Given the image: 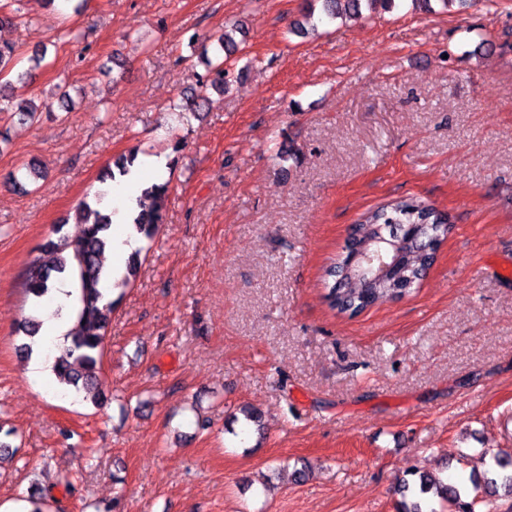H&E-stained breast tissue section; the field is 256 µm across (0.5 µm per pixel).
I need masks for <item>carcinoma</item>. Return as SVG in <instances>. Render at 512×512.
Masks as SVG:
<instances>
[{
	"label": "carcinoma",
	"instance_id": "cac0c4a2",
	"mask_svg": "<svg viewBox=\"0 0 512 512\" xmlns=\"http://www.w3.org/2000/svg\"><path fill=\"white\" fill-rule=\"evenodd\" d=\"M324 16L334 21L347 14H361L362 4L372 7L380 4L389 9L395 0H320ZM241 31L234 26L217 38L213 49L202 45V55L207 57L208 73L199 79L202 90L209 88L224 91L229 70L224 67V52L237 48L233 34ZM19 57L16 46L0 38V77L10 75ZM45 60L44 48H37L29 58L30 67L17 74V80L33 77V71ZM8 85L0 87V114L12 113L23 119H33L36 108L31 104H16ZM209 105L201 94L185 98V103L173 105L179 114L196 113ZM136 154L116 162L118 172L107 167L99 176L106 185L124 176L135 164ZM169 182L152 183L141 190L137 197L138 211L131 216V225L138 236L151 240L164 223ZM106 191L97 190L86 196L77 206L76 216L81 224V234L75 238L66 235L50 240L40 247L26 266L23 286L35 302L49 299L55 283L68 280L75 292L73 308L74 325L69 333L70 344L54 356L52 373L59 384L76 390L83 389L100 399L101 366L108 327L112 322L115 301L104 299L100 285L107 277L102 258L112 242V214L101 207ZM450 217L447 213L418 197L399 198L366 212L356 224L351 246L368 251L373 264L362 269L360 260L350 263L346 257L332 262L325 269L324 300L328 308L349 318L356 317L371 306L399 299L414 289L424 279L434 262L433 239H444L448 234ZM141 266L140 252L132 253L126 260L122 276L115 286L126 287L133 282ZM41 323L34 315L24 317L17 331L27 338L18 352L23 359L31 358L34 345L38 344ZM480 464L485 467L487 478L481 486L470 489L464 483H448L421 475L410 483L402 481L399 493L404 500L398 503L399 512H476L485 498L494 501L505 497L512 500V473L503 472L506 464L497 456L482 454Z\"/></svg>",
	"mask_w": 512,
	"mask_h": 512
}]
</instances>
